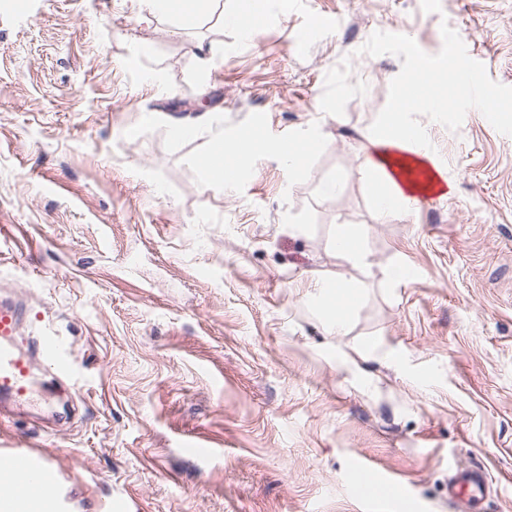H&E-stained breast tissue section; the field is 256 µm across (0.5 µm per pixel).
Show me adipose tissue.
Returning <instances> with one entry per match:
<instances>
[{"label": "adipose tissue", "instance_id": "1", "mask_svg": "<svg viewBox=\"0 0 512 512\" xmlns=\"http://www.w3.org/2000/svg\"><path fill=\"white\" fill-rule=\"evenodd\" d=\"M433 99L427 94L402 95L395 103L393 116L366 138L363 160L358 168L362 178L377 182L381 190L374 198L379 216L387 217L409 210L419 196H448V176L436 159L412 134L409 112L431 110ZM360 296L357 285L339 279L317 285L316 299L329 330L345 334L349 314Z\"/></svg>", "mask_w": 512, "mask_h": 512}]
</instances>
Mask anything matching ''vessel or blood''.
Returning a JSON list of instances; mask_svg holds the SVG:
<instances>
[{"label":"vessel or blood","instance_id":"vessel-or-blood-1","mask_svg":"<svg viewBox=\"0 0 512 512\" xmlns=\"http://www.w3.org/2000/svg\"><path fill=\"white\" fill-rule=\"evenodd\" d=\"M24 322V310L18 302L0 300V403L22 404L33 393L31 370L36 358H43L46 366V390H54L60 381L73 378L69 351L59 336H42L30 346L19 339ZM0 470L8 471L13 479L0 487V512H14L17 501L25 496L31 483L51 485L57 471L46 457L35 455L29 448H7L0 451ZM353 486L358 498L372 497L376 490L386 496L399 498L405 489L400 483L384 480L374 486L363 464H355ZM487 494L486 471L480 464L451 468L448 476V499L459 512H482Z\"/></svg>","mask_w":512,"mask_h":512}]
</instances>
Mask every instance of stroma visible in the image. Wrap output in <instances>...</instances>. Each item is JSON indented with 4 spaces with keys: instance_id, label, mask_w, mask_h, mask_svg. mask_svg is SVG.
Listing matches in <instances>:
<instances>
[{
    "instance_id": "1",
    "label": "stroma",
    "mask_w": 512,
    "mask_h": 512,
    "mask_svg": "<svg viewBox=\"0 0 512 512\" xmlns=\"http://www.w3.org/2000/svg\"><path fill=\"white\" fill-rule=\"evenodd\" d=\"M236 7L182 31L143 0H0V293L84 374L0 419V449L59 462L49 512H451L472 462L512 512V0H285L248 40ZM418 57L499 110L429 85L449 110L409 119L454 190L382 218L364 138ZM214 128L263 143L227 191L195 162ZM303 136L294 173L264 148ZM340 276L342 336L307 297ZM366 346L367 377L338 364ZM357 460L405 496L359 500ZM336 251L355 267H364L367 254L360 244L359 238L352 232H344L336 238Z\"/></svg>"
}]
</instances>
